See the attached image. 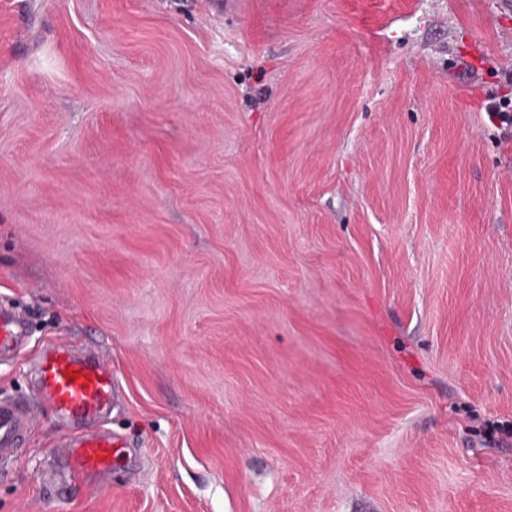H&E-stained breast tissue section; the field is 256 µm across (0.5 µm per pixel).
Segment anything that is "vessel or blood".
Returning a JSON list of instances; mask_svg holds the SVG:
<instances>
[{"mask_svg":"<svg viewBox=\"0 0 512 512\" xmlns=\"http://www.w3.org/2000/svg\"><path fill=\"white\" fill-rule=\"evenodd\" d=\"M21 326L14 314L0 312V351L15 349ZM79 380L68 379V371ZM38 392L61 416L89 419L98 417L111 404L115 380L110 369L89 357H78L59 347L45 352L37 365ZM34 422L29 401L0 396V465L12 461ZM74 478L98 475L110 470L117 451L111 435L79 434L68 444Z\"/></svg>","mask_w":512,"mask_h":512,"instance_id":"vessel-or-blood-1","label":"vessel or blood"}]
</instances>
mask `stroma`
Returning a JSON list of instances; mask_svg holds the SVG:
<instances>
[{"label": "stroma", "mask_w": 512, "mask_h": 512, "mask_svg": "<svg viewBox=\"0 0 512 512\" xmlns=\"http://www.w3.org/2000/svg\"><path fill=\"white\" fill-rule=\"evenodd\" d=\"M499 99L512 0H0V512H512ZM21 326L14 314L0 312V351H10L17 346ZM67 367L81 379L69 381ZM40 400L61 416L97 418L112 403L115 380L112 370L89 357H77L63 347L45 352L37 365ZM89 375V379L85 376ZM34 422L27 400L0 396V465L12 461ZM68 448L70 467L74 479L100 475L112 469L117 455L110 434H79L72 437Z\"/></svg>", "instance_id": "stroma-1"}]
</instances>
